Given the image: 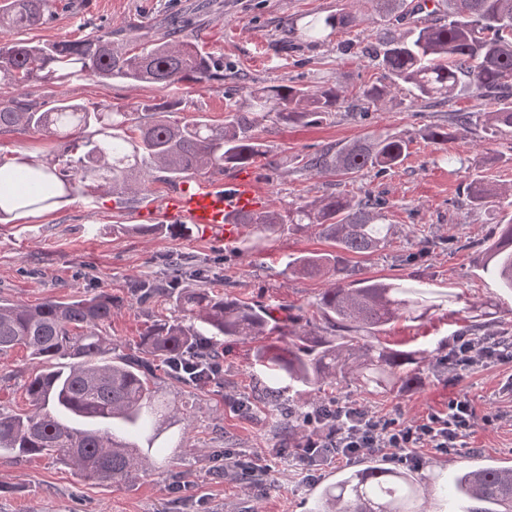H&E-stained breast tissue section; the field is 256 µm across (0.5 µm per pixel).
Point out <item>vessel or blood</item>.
Instances as JSON below:
<instances>
[{
  "label": "vessel or blood",
  "mask_w": 512,
  "mask_h": 512,
  "mask_svg": "<svg viewBox=\"0 0 512 512\" xmlns=\"http://www.w3.org/2000/svg\"><path fill=\"white\" fill-rule=\"evenodd\" d=\"M258 205L256 182L245 173L222 183L201 179L184 182L160 205L142 210L141 215L164 223L204 226L229 236L234 227L228 216L256 210Z\"/></svg>",
  "instance_id": "vessel-or-blood-1"
}]
</instances>
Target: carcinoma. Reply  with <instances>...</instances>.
Listing matches in <instances>:
<instances>
[{
	"instance_id": "carcinoma-1",
	"label": "carcinoma",
	"mask_w": 512,
	"mask_h": 512,
	"mask_svg": "<svg viewBox=\"0 0 512 512\" xmlns=\"http://www.w3.org/2000/svg\"><path fill=\"white\" fill-rule=\"evenodd\" d=\"M382 23L374 42L361 53L378 62V81L364 87L355 102L385 105L395 90L407 88L410 102H439L471 94L493 102L474 121L460 113L455 125L427 129L425 137L442 146L460 131L482 125L512 128V0H435L433 8L416 0H370ZM55 0H8L0 8V25L30 30L46 23ZM360 16L345 8L325 17L311 15L300 28L288 29L310 43L336 31L359 26ZM224 76L220 66L191 43L157 42L134 54L112 47V32L82 40L34 44L26 39L0 43V86L95 77L166 87L184 82L204 85ZM349 102L337 84L316 90L293 85L253 90L247 106L228 103L224 122L204 117L174 119L184 111L179 98L137 102L126 109L84 106L58 99L45 108L16 98L0 100V131L22 127L64 140L58 167L30 165L16 172L26 186L13 198L28 207L47 206L80 183L85 196L112 192L137 196L154 181L175 182L201 171L270 165L266 145L256 134L261 121L317 124ZM409 154V141L389 130L336 149L327 147L301 159L302 168L345 179L367 170L384 173ZM512 189L474 179L467 187L473 210L494 206ZM386 201L371 196L355 200L330 193L288 209L267 208L233 217L252 226L238 250L253 253L266 241L314 230L331 242L326 252L295 257L285 270L327 279L316 310L319 331H308L291 315L281 320L266 305H249L208 288H182L178 311L190 321L157 319L140 336L137 353L108 360V337L100 333L116 308L112 294L99 292L47 299L36 305L0 301V355L19 348L41 366L27 387L29 410L0 412V456L15 461L33 455L52 457L87 480L128 483L144 473L149 458L133 450L132 435L152 423L155 408V362L169 366L180 356L218 359L212 349L226 339L252 340L277 334L292 342L259 352L257 362L297 387L354 384L370 390H404L416 380L428 351L397 350L382 345L378 334L391 322L423 307L413 288L360 277L348 255H365L385 247L390 226L384 223ZM499 237L486 248L506 288L512 289V216L500 222ZM167 287L137 280L131 292L143 300L172 294L188 276L206 278L207 269L184 257L165 262ZM465 512H512V472L485 464L462 468L454 478ZM415 471L383 467L369 460L359 470H344L324 487L314 512H422L414 506L424 492Z\"/></svg>"
}]
</instances>
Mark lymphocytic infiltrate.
<instances>
[{
  "instance_id": "obj_1",
  "label": "lymphocytic infiltrate",
  "mask_w": 512,
  "mask_h": 512,
  "mask_svg": "<svg viewBox=\"0 0 512 512\" xmlns=\"http://www.w3.org/2000/svg\"><path fill=\"white\" fill-rule=\"evenodd\" d=\"M454 360L451 370L465 371L484 362L496 359L512 362V348L498 352L485 343L458 338L450 347ZM477 424V414L464 399L452 400L446 416L426 423H409L395 426L376 414L355 406L339 409L333 420L324 422L321 433L307 438L297 452L303 467H311L320 458L322 449H331L336 458L349 459L366 450H387L412 457L418 448L448 449L457 447Z\"/></svg>"
}]
</instances>
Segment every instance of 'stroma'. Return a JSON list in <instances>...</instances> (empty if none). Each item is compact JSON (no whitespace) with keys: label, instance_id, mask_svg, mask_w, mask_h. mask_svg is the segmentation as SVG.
<instances>
[{"label":"stroma","instance_id":"obj_1","mask_svg":"<svg viewBox=\"0 0 512 512\" xmlns=\"http://www.w3.org/2000/svg\"><path fill=\"white\" fill-rule=\"evenodd\" d=\"M351 0H57L53 17L38 28L18 33L0 26V42L25 37L35 43L76 40L112 31L115 47L136 51L146 41L172 32L224 64V77L200 87L184 84L102 82L95 78L28 82L0 87V95L50 102L66 97L86 105L124 108L146 99L173 97L187 104L189 117L224 119L228 100L246 102L251 90L271 85L315 89L341 84L350 90L375 82L380 72L368 59L348 50L352 41L368 40L380 20L367 0L358 8L365 21L311 44L288 39L285 26L304 16H326ZM486 100L462 95L438 103H411L406 92L396 102L365 113L340 109L314 126H282L266 120L257 132L271 163L255 170L268 207L285 211L300 200L336 192L355 199L371 194L387 202V223L394 230L390 246L369 255H351L363 277L412 284L429 293L432 303L419 319H399L384 327L380 341L391 348L433 349L465 326L512 332V291L483 268L485 248L494 240L502 215L471 210L467 184L475 178L512 185V130L472 128L451 144L456 164L441 161L436 145L424 136L431 126L451 124L460 112H484ZM410 139L401 165L385 173L363 172L356 178L317 175L298 169V157L382 130ZM60 144L33 131L0 133V157L39 165L54 162ZM170 184L151 183L144 198L126 202L106 193L82 194L53 203L38 213L0 222V299L36 304L89 290L106 291L119 307L104 333L112 356L133 353L146 324L177 317L172 300L140 304L130 298L133 279L162 278L164 261L176 255L205 266V285L216 293L254 304L290 309L310 326L320 323L315 302L325 280L284 274L288 257L330 250L316 232L285 235L267 242L256 254L242 255L236 240L217 241L199 229L174 236L166 229L151 235L135 232L138 209L160 203ZM275 336L229 339L219 349L221 372L209 384L194 387L163 377L158 394L178 411L154 439L139 438L154 470L132 484L84 480L62 463L33 457L15 463L0 458V512H313L320 489L335 481L340 469L364 465L365 456L343 461L320 459L301 470L294 454L281 453L280 424L286 411L309 412L304 397L281 393L269 404L272 382L260 371L257 350L278 345ZM36 365L26 351L0 356V411L28 410L26 385ZM318 397L354 403L398 423L422 422L448 412L461 397L479 417L474 431L458 448L419 449L415 470L430 494L427 512H459L456 495L442 496L443 485L477 457L512 461V362L491 360L455 374L446 365L422 368L419 380L403 392L368 395L358 387H322ZM249 399L242 414L237 403ZM263 470L259 487H248L227 457Z\"/></svg>","mask_w":512,"mask_h":512}]
</instances>
